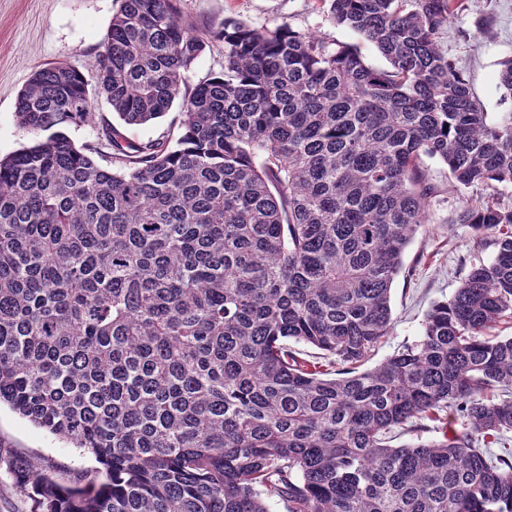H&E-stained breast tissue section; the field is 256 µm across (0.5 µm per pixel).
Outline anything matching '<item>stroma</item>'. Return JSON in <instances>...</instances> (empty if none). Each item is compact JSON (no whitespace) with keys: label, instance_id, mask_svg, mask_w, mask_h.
Masks as SVG:
<instances>
[{"label":"stroma","instance_id":"1","mask_svg":"<svg viewBox=\"0 0 512 512\" xmlns=\"http://www.w3.org/2000/svg\"><path fill=\"white\" fill-rule=\"evenodd\" d=\"M454 15L443 44L469 80L491 117L512 112V98L499 85L502 60L512 57V0H464ZM119 0H0V157L32 145L36 133L22 127L14 112L18 91L38 67L66 62L94 80L98 56ZM193 20L232 17L254 25L286 23L295 30L356 46L364 62L386 67L384 57L353 32L328 21L321 0H182ZM462 201L445 193L433 200L427 225L405 252L414 265L411 279H397L391 294L392 326L371 364H379L404 346L419 340L425 315L433 303L448 300L466 275L477 251L470 225L449 223ZM22 454L34 464L52 469L60 483L80 475L94 476L100 465L81 449L13 412L0 407V454Z\"/></svg>","mask_w":512,"mask_h":512}]
</instances>
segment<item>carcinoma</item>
I'll use <instances>...</instances> for the list:
<instances>
[{"label": "carcinoma", "mask_w": 512, "mask_h": 512, "mask_svg": "<svg viewBox=\"0 0 512 512\" xmlns=\"http://www.w3.org/2000/svg\"><path fill=\"white\" fill-rule=\"evenodd\" d=\"M322 2L388 67L121 0L94 87L51 63L18 92L50 135L0 159V404L102 465L62 485L4 460L35 512H512V336L484 335L512 322V207L448 217L493 256L362 369L432 200L512 186V112L490 118L441 45L462 0ZM213 42L224 70L189 85ZM100 97L120 123L79 149L58 128ZM176 102V141L127 139ZM448 418L453 438L394 445Z\"/></svg>", "instance_id": "obj_1"}]
</instances>
